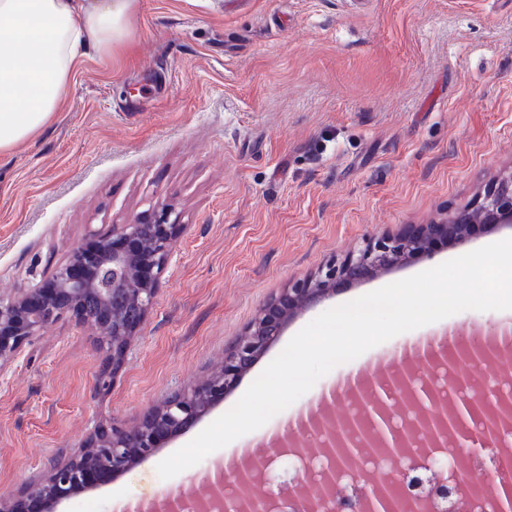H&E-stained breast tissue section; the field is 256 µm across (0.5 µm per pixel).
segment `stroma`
<instances>
[{
    "label": "stroma",
    "instance_id": "stroma-1",
    "mask_svg": "<svg viewBox=\"0 0 512 512\" xmlns=\"http://www.w3.org/2000/svg\"><path fill=\"white\" fill-rule=\"evenodd\" d=\"M128 41L73 66L64 101L0 156V295L37 286L77 243L156 204L184 230L111 384L99 336L73 321L0 372V496L138 424L206 379L263 306L370 237L470 205L512 172V0H137ZM512 224L438 245L299 311L237 387L148 460L62 500L115 512L116 492L206 496L204 458L158 464L231 409L323 312L483 246ZM446 326L494 335L512 310Z\"/></svg>",
    "mask_w": 512,
    "mask_h": 512
}]
</instances>
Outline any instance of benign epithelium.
Listing matches in <instances>:
<instances>
[{
  "label": "benign epithelium",
  "mask_w": 512,
  "mask_h": 512,
  "mask_svg": "<svg viewBox=\"0 0 512 512\" xmlns=\"http://www.w3.org/2000/svg\"><path fill=\"white\" fill-rule=\"evenodd\" d=\"M163 206L129 224L112 226L109 235H93L78 243L37 288L0 298V371L48 325L70 318L90 323L101 332L98 349L105 353L96 386L110 385L125 361L127 346L144 323L160 290L162 274L173 243L184 225L171 219ZM512 223V175L492 184L471 208L443 224L411 225L403 233L371 238L343 262L327 263L312 278L297 281L280 297L264 305L260 318L247 328L224 356L222 368L188 392H176L133 429L113 428L90 438L86 451L56 467L50 477L27 486L16 498L0 497V512H25L23 503L37 500L53 509L61 498L89 487L86 474L96 468L123 473L153 456L163 439L205 414L224 393L232 390L267 345L299 310L336 293V284L371 278L405 257L430 259L434 244L478 224ZM465 361L448 363L461 381L470 359L483 351L470 348ZM367 404L336 428L333 447L325 449L334 469L325 473L331 491L336 474L348 471L364 477L361 460L370 452L350 446V435L363 432L376 448H405L417 435L437 447L442 440L461 437L466 427L464 408L448 412L437 401L431 383L421 385L417 373L398 369L382 387L367 395ZM395 501L384 487L362 504V512H394Z\"/></svg>",
  "instance_id": "obj_1"
}]
</instances>
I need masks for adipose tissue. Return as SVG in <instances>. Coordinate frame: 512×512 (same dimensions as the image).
<instances>
[{
  "label": "adipose tissue",
  "mask_w": 512,
  "mask_h": 512,
  "mask_svg": "<svg viewBox=\"0 0 512 512\" xmlns=\"http://www.w3.org/2000/svg\"><path fill=\"white\" fill-rule=\"evenodd\" d=\"M136 0H0V154L35 135L59 109L86 50L129 37Z\"/></svg>",
  "instance_id": "1"
}]
</instances>
